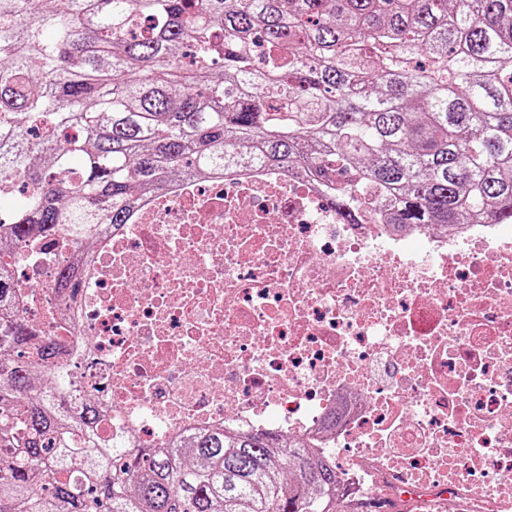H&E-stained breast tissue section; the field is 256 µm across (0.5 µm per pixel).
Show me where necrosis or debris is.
<instances>
[{
    "mask_svg": "<svg viewBox=\"0 0 512 512\" xmlns=\"http://www.w3.org/2000/svg\"><path fill=\"white\" fill-rule=\"evenodd\" d=\"M84 250L59 229L0 253V318L52 337L100 434L263 431L331 458L343 499L512 512L511 224H351L295 170L234 164Z\"/></svg>",
    "mask_w": 512,
    "mask_h": 512,
    "instance_id": "1",
    "label": "necrosis or debris"
}]
</instances>
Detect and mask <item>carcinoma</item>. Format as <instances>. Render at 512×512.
Returning <instances> with one entry per match:
<instances>
[{"label":"carcinoma","instance_id":"1","mask_svg":"<svg viewBox=\"0 0 512 512\" xmlns=\"http://www.w3.org/2000/svg\"><path fill=\"white\" fill-rule=\"evenodd\" d=\"M296 165L346 220L512 224V0H0V245L123 224L225 163ZM0 324V512H331L312 448L135 450Z\"/></svg>","mask_w":512,"mask_h":512}]
</instances>
